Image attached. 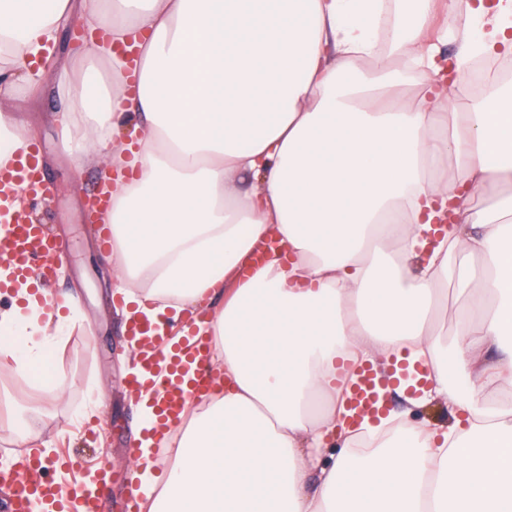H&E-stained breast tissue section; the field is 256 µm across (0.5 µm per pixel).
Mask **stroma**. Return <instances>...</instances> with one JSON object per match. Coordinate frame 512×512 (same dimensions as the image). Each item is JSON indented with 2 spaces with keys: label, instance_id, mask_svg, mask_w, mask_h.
Here are the masks:
<instances>
[{
  "label": "stroma",
  "instance_id": "35a3bbf8",
  "mask_svg": "<svg viewBox=\"0 0 512 512\" xmlns=\"http://www.w3.org/2000/svg\"><path fill=\"white\" fill-rule=\"evenodd\" d=\"M58 107L53 96L37 101L20 98L11 104L13 116L33 126L54 188L49 201L39 207V218L64 243L68 254L50 293L57 297L70 292L79 299L80 320L49 366L50 371L64 375L69 386L61 394L45 391L28 378L0 369V386L13 401L14 419L29 425L21 434L0 428V449L17 443L34 445L50 462L48 477L71 493L101 460H109L118 477L102 512H124L126 486L120 474L133 467L138 425L136 393L125 382L132 369V350L124 319L117 312L112 254L101 247L97 225L86 219V203L101 171L93 165L75 167L70 147L56 127ZM386 409L417 425L445 428L452 422L448 403L440 397L413 409L390 390Z\"/></svg>",
  "mask_w": 512,
  "mask_h": 512
}]
</instances>
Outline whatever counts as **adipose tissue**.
I'll use <instances>...</instances> for the list:
<instances>
[{
	"mask_svg": "<svg viewBox=\"0 0 512 512\" xmlns=\"http://www.w3.org/2000/svg\"><path fill=\"white\" fill-rule=\"evenodd\" d=\"M392 47L431 67L436 11L457 70L512 55V0H401ZM383 0H0V99L52 89L79 164L111 163L118 290L150 323L214 308L210 393L188 401L163 474L153 394L138 395L142 512H512V95L402 98L377 47ZM109 39L45 86L73 18ZM147 129L116 143L127 119ZM31 128L0 113V167ZM254 186H241L243 175ZM281 257L233 271L262 240ZM0 311V366L44 368L78 321L31 280ZM455 282L454 339L433 316ZM408 372L409 404L441 397L448 428L364 416L353 446L339 362ZM342 446L309 483L305 459Z\"/></svg>",
	"mask_w": 512,
	"mask_h": 512,
	"instance_id": "obj_1",
	"label": "adipose tissue"
}]
</instances>
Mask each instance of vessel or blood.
<instances>
[{"mask_svg":"<svg viewBox=\"0 0 512 512\" xmlns=\"http://www.w3.org/2000/svg\"><path fill=\"white\" fill-rule=\"evenodd\" d=\"M16 184L26 185L37 199L51 196L39 151H31L0 169V195L8 194ZM63 257L62 243L45 225L30 223L19 213L0 219V265L8 267L13 277L34 279L41 292H48ZM204 329V324H191L189 336L166 353L157 348L162 340L158 326L140 321L128 325L129 336L141 347L140 366L130 384L136 389L147 385L156 389L157 423L153 436L158 449H165L169 444L171 428L179 421L188 398L210 388V381L202 371L211 356ZM376 388L373 375L363 370L350 383L349 402L357 407L359 414L376 410L373 399ZM0 488L10 492L9 498L0 502V512H32L31 505L35 502L48 504L53 512H67L62 490L47 477L45 466L28 446L12 452L9 467H0Z\"/></svg>","mask_w":512,"mask_h":512,"instance_id":"b4317fda","label":"vessel or blood"}]
</instances>
